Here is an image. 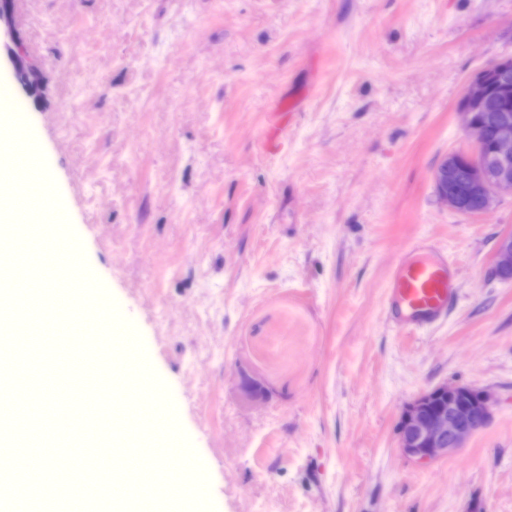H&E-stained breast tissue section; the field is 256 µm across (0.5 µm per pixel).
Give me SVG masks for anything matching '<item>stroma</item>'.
Segmentation results:
<instances>
[{
	"label": "stroma",
	"instance_id": "stroma-1",
	"mask_svg": "<svg viewBox=\"0 0 512 512\" xmlns=\"http://www.w3.org/2000/svg\"><path fill=\"white\" fill-rule=\"evenodd\" d=\"M9 72L82 246L178 392L214 512H512V196L470 217L433 173L468 148L470 76L512 55V0H9ZM78 95L83 108L66 112ZM300 99L276 154L264 114ZM447 258L455 298L396 328L390 271ZM490 390L457 453L406 459L422 391ZM8 62L12 68V76L16 84L20 85L27 93H32L37 86V71L26 61L24 55L9 43L3 44ZM495 271L503 277L512 276V234L503 235L495 249Z\"/></svg>",
	"mask_w": 512,
	"mask_h": 512
}]
</instances>
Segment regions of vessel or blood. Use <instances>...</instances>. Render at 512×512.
Returning a JSON list of instances; mask_svg holds the SVG:
<instances>
[{"label": "vessel or blood", "instance_id": "b4317fda", "mask_svg": "<svg viewBox=\"0 0 512 512\" xmlns=\"http://www.w3.org/2000/svg\"><path fill=\"white\" fill-rule=\"evenodd\" d=\"M295 110L294 101L283 99L266 112L263 141L268 151L279 150ZM453 296L446 262L413 256L401 260L393 270L389 299L397 324L426 325L447 311Z\"/></svg>", "mask_w": 512, "mask_h": 512}]
</instances>
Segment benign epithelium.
Wrapping results in <instances>:
<instances>
[{"label": "benign epithelium", "instance_id": "benign-epithelium-1", "mask_svg": "<svg viewBox=\"0 0 512 512\" xmlns=\"http://www.w3.org/2000/svg\"><path fill=\"white\" fill-rule=\"evenodd\" d=\"M3 49L16 84L33 92L37 71L20 50L7 42ZM511 60L504 56L477 71L457 106L471 148L448 153L433 174L436 194L450 210L483 214L495 207L501 193H512V115H499L490 129L477 119L489 102V85L504 97L512 95V69L507 66ZM495 271L503 278L512 276L511 233L497 242ZM491 416L488 391L460 383L442 384L421 392L406 405L397 427L398 445L406 458L429 464L465 447Z\"/></svg>", "mask_w": 512, "mask_h": 512}]
</instances>
